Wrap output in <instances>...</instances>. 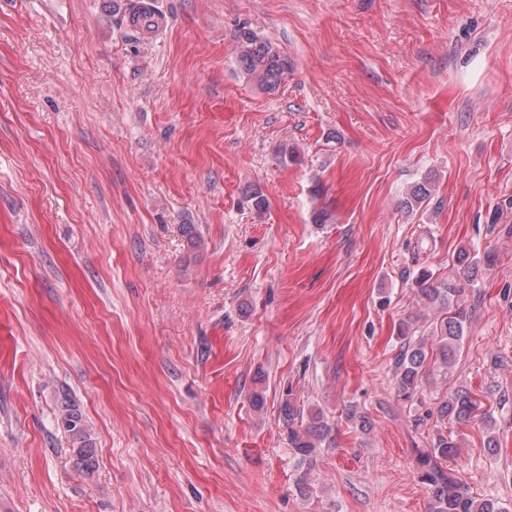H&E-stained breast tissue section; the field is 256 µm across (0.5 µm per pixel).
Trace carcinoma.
<instances>
[{
  "label": "carcinoma",
  "mask_w": 512,
  "mask_h": 512,
  "mask_svg": "<svg viewBox=\"0 0 512 512\" xmlns=\"http://www.w3.org/2000/svg\"><path fill=\"white\" fill-rule=\"evenodd\" d=\"M237 63L244 75L265 91H274L292 71L293 64L288 54L268 40L257 36L252 30L242 28L238 35ZM432 195L431 178L425 177L411 187L402 201V206L414 210ZM246 201L251 209L261 213L268 207V198L259 188L246 192ZM459 273L454 278L432 279L426 270L419 271L416 284L428 306L437 310L439 317L431 328L436 349L442 361L448 363L461 348L468 311L462 307L461 296L464 284L478 275L481 259L467 251L458 257ZM428 359L423 342H406L395 359V373L401 397L411 398L419 384L422 370ZM477 411V403L470 392L458 389L445 396L436 408V417L441 421L466 422ZM280 417L288 431L291 447L302 463L313 465L317 453V442L323 438L327 426L318 414L304 419L303 411L291 399L280 405ZM58 426L74 444L76 464L90 470L95 464L90 431L80 412L69 401L61 403ZM457 444L442 431L432 439V447L419 452L416 462L423 480L432 487L434 503L431 512H508L494 499H476L469 495L462 482L442 469V463L456 453Z\"/></svg>",
  "instance_id": "cac0c4a2"
}]
</instances>
